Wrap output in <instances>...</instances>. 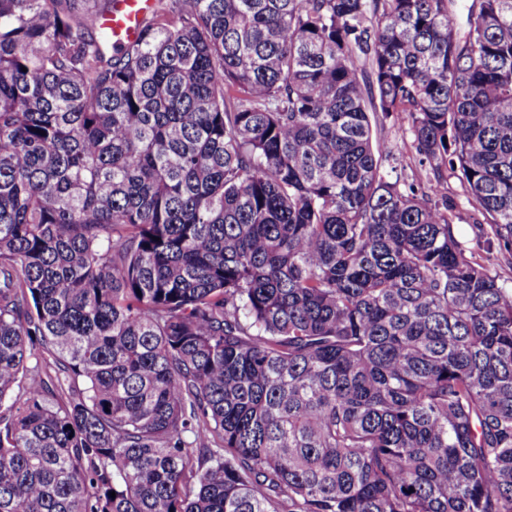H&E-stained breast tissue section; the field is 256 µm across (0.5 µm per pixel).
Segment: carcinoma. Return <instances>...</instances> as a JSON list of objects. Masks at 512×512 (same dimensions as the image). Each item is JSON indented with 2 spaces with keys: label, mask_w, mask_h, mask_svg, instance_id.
I'll list each match as a JSON object with an SVG mask.
<instances>
[{
  "label": "carcinoma",
  "mask_w": 512,
  "mask_h": 512,
  "mask_svg": "<svg viewBox=\"0 0 512 512\" xmlns=\"http://www.w3.org/2000/svg\"><path fill=\"white\" fill-rule=\"evenodd\" d=\"M113 3L0 0V512H512V0ZM111 14L104 16L100 27L112 32V49L135 42L142 24L150 17L156 0H116ZM374 137L391 143L395 147V155L393 158L384 161V169L395 178L396 175L411 181L412 178L420 177L422 182L426 184V177L429 175L428 169L420 167L418 164L419 156L416 153L413 136L409 129L406 119L399 117L398 119L388 120L383 128H374ZM396 172L391 173V169ZM428 173V174H427ZM448 191V197L453 199L456 203V214L457 219L455 223L457 224L455 230L456 235L459 241L462 242L468 249L476 252L477 254H481L482 256H490V271L492 275H496L499 278L500 283H504L508 287H512V266L505 262L502 257L497 255V243L491 242V251L492 254H488V240L486 235H480L476 225L473 224V209L468 202L467 195L463 191L459 182L453 177L448 176V185L446 192ZM494 256V258L492 257Z\"/></svg>",
  "instance_id": "cac0c4a2"
}]
</instances>
